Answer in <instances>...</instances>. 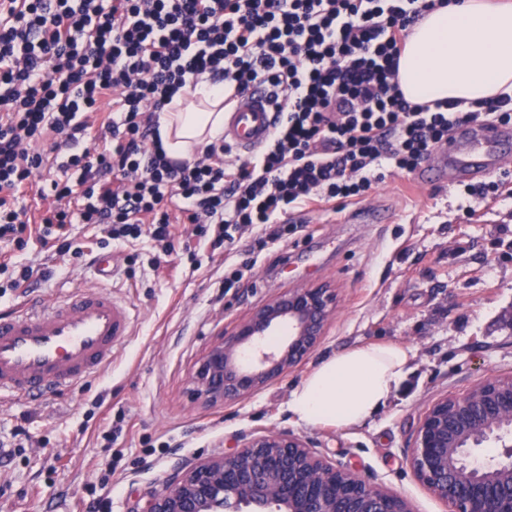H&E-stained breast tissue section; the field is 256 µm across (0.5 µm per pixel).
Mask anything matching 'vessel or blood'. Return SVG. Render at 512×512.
<instances>
[{
	"mask_svg": "<svg viewBox=\"0 0 512 512\" xmlns=\"http://www.w3.org/2000/svg\"><path fill=\"white\" fill-rule=\"evenodd\" d=\"M276 114L270 91L256 86L244 92L224 113V143L253 154L268 141ZM504 129L458 127L440 148L424 178L440 184L472 178L497 167L506 152ZM98 283L59 297L52 306L0 313V398L54 393L96 375L110 363L132 330L130 302L101 289L111 279V258L100 255Z\"/></svg>",
	"mask_w": 512,
	"mask_h": 512,
	"instance_id": "b4317fda",
	"label": "vessel or blood"
}]
</instances>
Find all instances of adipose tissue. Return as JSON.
<instances>
[{
  "label": "adipose tissue",
  "instance_id": "obj_1",
  "mask_svg": "<svg viewBox=\"0 0 512 512\" xmlns=\"http://www.w3.org/2000/svg\"><path fill=\"white\" fill-rule=\"evenodd\" d=\"M397 79L412 103L487 102L512 91V5L461 0L425 14L412 28ZM167 155L192 159L224 133V90L207 82L181 92L160 112ZM404 347L367 344L325 359L291 394L288 410L307 425L364 423L395 395L406 377Z\"/></svg>",
  "mask_w": 512,
  "mask_h": 512
}]
</instances>
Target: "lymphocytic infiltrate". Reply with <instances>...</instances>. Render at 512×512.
I'll use <instances>...</instances> for the list:
<instances>
[{
    "label": "lymphocytic infiltrate",
    "mask_w": 512,
    "mask_h": 512,
    "mask_svg": "<svg viewBox=\"0 0 512 512\" xmlns=\"http://www.w3.org/2000/svg\"><path fill=\"white\" fill-rule=\"evenodd\" d=\"M449 0H0V242L72 244L71 224L125 244L173 248L192 224L234 254L281 242L288 217L359 200L382 165L412 174L456 125L512 124V96L462 112L409 103L397 80L414 24ZM255 83L280 117L258 157L227 161L223 140L193 161L168 158L158 114L181 90ZM68 150L44 179L48 152ZM37 185L38 221L17 205Z\"/></svg>",
    "instance_id": "obj_1"
}]
</instances>
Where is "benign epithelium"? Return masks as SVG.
I'll return each instance as SVG.
<instances>
[{"label":"benign epithelium","mask_w":512,"mask_h":512,"mask_svg":"<svg viewBox=\"0 0 512 512\" xmlns=\"http://www.w3.org/2000/svg\"><path fill=\"white\" fill-rule=\"evenodd\" d=\"M338 307L325 282L290 288L214 340L190 376L193 399L232 401L250 395L295 367L319 344ZM281 326L287 340L264 344ZM512 377L486 378L459 396L436 400L414 435L409 464L449 512H512ZM502 443L505 459L480 464L473 450ZM410 512L399 495L316 455L291 432L249 438L227 456L180 466L142 512Z\"/></svg>","instance_id":"1"}]
</instances>
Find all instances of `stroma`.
Masks as SVG:
<instances>
[{"instance_id":"35a3bbf8","label":"stroma","mask_w":512,"mask_h":512,"mask_svg":"<svg viewBox=\"0 0 512 512\" xmlns=\"http://www.w3.org/2000/svg\"><path fill=\"white\" fill-rule=\"evenodd\" d=\"M359 202L299 213L283 246L259 253L251 278L222 285L223 249L196 259L175 250L154 264V243L101 246L102 227L73 224L85 254L30 241L0 253L33 270L32 289H7L0 311L94 282L96 253L112 256L104 287L134 307L132 334L112 363L55 400H0V512H137L185 462L232 453L246 438L287 430L316 453L404 498L412 512H448L409 465L418 423L436 400L494 376H512V198L468 196L460 184H425L384 169ZM383 224L354 222L359 207ZM314 281L339 304L320 344L256 393L216 405L193 400L190 375L206 348L250 313ZM411 351L407 375L377 414L355 427L304 425L291 392L338 351L371 343Z\"/></svg>"}]
</instances>
